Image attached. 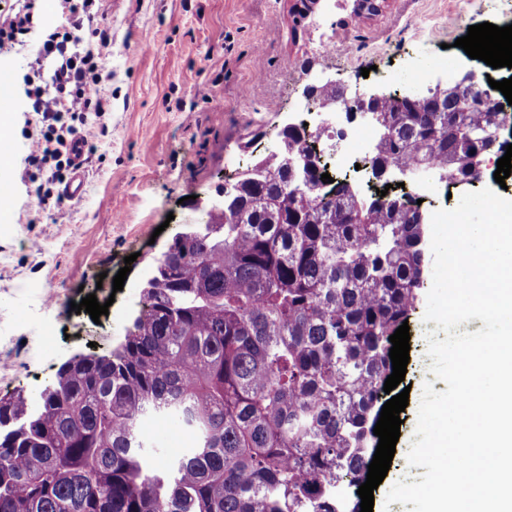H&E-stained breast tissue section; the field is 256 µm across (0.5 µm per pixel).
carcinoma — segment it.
Returning a JSON list of instances; mask_svg holds the SVG:
<instances>
[{"mask_svg": "<svg viewBox=\"0 0 512 512\" xmlns=\"http://www.w3.org/2000/svg\"><path fill=\"white\" fill-rule=\"evenodd\" d=\"M367 160L463 180L491 114L395 92ZM324 133L278 136L212 224L177 240L125 342L63 363L36 404L0 398V512H337L367 478L389 337L421 299L427 221L323 182ZM153 418L192 446L162 460Z\"/></svg>", "mask_w": 512, "mask_h": 512, "instance_id": "obj_1", "label": "carcinoma"}]
</instances>
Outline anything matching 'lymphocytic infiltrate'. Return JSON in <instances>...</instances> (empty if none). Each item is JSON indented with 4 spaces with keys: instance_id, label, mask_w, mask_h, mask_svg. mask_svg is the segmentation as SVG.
I'll return each mask as SVG.
<instances>
[{
    "instance_id": "1",
    "label": "lymphocytic infiltrate",
    "mask_w": 512,
    "mask_h": 512,
    "mask_svg": "<svg viewBox=\"0 0 512 512\" xmlns=\"http://www.w3.org/2000/svg\"><path fill=\"white\" fill-rule=\"evenodd\" d=\"M64 25L38 29L35 0H25L16 12L0 15V53L28 41L36 43V68L23 77V95L34 119L26 120V166L45 181L38 188L40 201L54 197L68 177L69 146L77 134L87 133L88 119L104 117L109 102L101 93L106 79L104 50L107 37L83 43L80 34L94 20L101 0H59Z\"/></svg>"
}]
</instances>
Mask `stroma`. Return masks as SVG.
Here are the masks:
<instances>
[{"label": "stroma", "instance_id": "stroma-1", "mask_svg": "<svg viewBox=\"0 0 512 512\" xmlns=\"http://www.w3.org/2000/svg\"><path fill=\"white\" fill-rule=\"evenodd\" d=\"M291 0H105L96 25L110 39L102 91L112 103L93 140L82 200L40 203L24 176L23 118L12 137L18 193L0 215V397L37 398L73 355H107L125 341L143 303L156 257L197 220L195 199L214 194L222 178L245 169L254 150L272 145L283 120L302 103V87L327 76L348 91L405 90V71L432 66L433 77L466 71L512 77L455 47L469 26L512 24V0H388L381 14L351 20L347 0H325L301 26ZM334 45L325 53L323 42ZM278 110H269L270 102ZM497 156L472 186L414 187L426 213L458 206L467 190L496 188ZM133 263H126V256ZM130 266L122 291L113 279ZM95 294L109 302L92 320L72 303ZM424 309L408 322L409 401L390 469L374 489L373 512H408L386 504L390 487L413 479L407 454L425 382L432 380Z\"/></svg>", "mask_w": 512, "mask_h": 512}]
</instances>
